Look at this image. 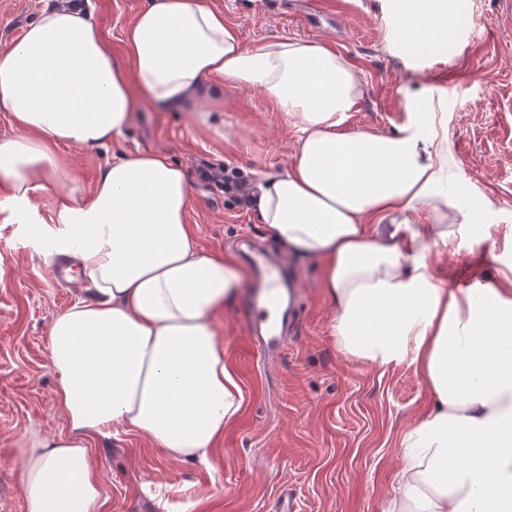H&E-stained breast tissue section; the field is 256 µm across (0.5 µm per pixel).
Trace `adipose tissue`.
I'll use <instances>...</instances> for the list:
<instances>
[{"instance_id": "obj_1", "label": "adipose tissue", "mask_w": 512, "mask_h": 512, "mask_svg": "<svg viewBox=\"0 0 512 512\" xmlns=\"http://www.w3.org/2000/svg\"><path fill=\"white\" fill-rule=\"evenodd\" d=\"M466 0H378L382 47L413 60L460 40ZM123 56L83 0L44 8L0 47V211L26 245L68 262L88 296L50 326L63 436L25 433L27 512H101L91 440L131 431L170 459L204 462L243 395L213 317L237 294L234 255L205 254L187 222L182 168L121 154L94 193L44 221L38 192L61 182L62 145L121 136L139 100L183 106L220 81L262 91L295 131L293 161L260 177L254 210L286 251L318 259L332 334L353 361L413 366L433 403L404 431L383 512H512V263L475 288H443L433 256L491 238L448 192V137L425 100L393 134L350 132L364 96L355 64L283 38L248 52L207 0H146Z\"/></svg>"}]
</instances>
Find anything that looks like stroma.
Listing matches in <instances>:
<instances>
[{
    "label": "stroma",
    "instance_id": "35a3bbf8",
    "mask_svg": "<svg viewBox=\"0 0 512 512\" xmlns=\"http://www.w3.org/2000/svg\"><path fill=\"white\" fill-rule=\"evenodd\" d=\"M239 31L244 49L290 37L321 44L354 62L365 96L352 131L391 133L426 100L448 131V169L468 181L454 195L483 224L512 225V24L506 0H471L466 32L453 54L416 61L381 49L373 0H342L335 14L315 0H209ZM51 0H0V46L18 39ZM144 0H91L93 17L113 52ZM287 116L259 90L225 84L221 96L182 108L141 101L125 133L108 147L65 146L66 178L36 197L44 220L71 191L89 196L100 169L122 153L156 151L186 172L188 222L199 247L220 256L250 245L286 262L294 285L289 306L297 327L281 355L263 361L246 337L255 298L246 274L234 301L214 316L224 362L243 393L209 464L171 460L139 435L92 441L104 491L102 512H275L289 497L296 512H382L401 462L400 437L427 410L431 394L412 366L388 368L342 356L331 334L333 310L321 287V265L286 253L250 205L229 200L204 180L207 165H229L251 177L292 161ZM512 249L464 239L458 252L434 259L443 287L482 278ZM51 261L26 246L19 225L0 213V512H26L21 493L24 432H67L54 403L51 322L85 296L82 282L55 278Z\"/></svg>",
    "mask_w": 512,
    "mask_h": 512
}]
</instances>
